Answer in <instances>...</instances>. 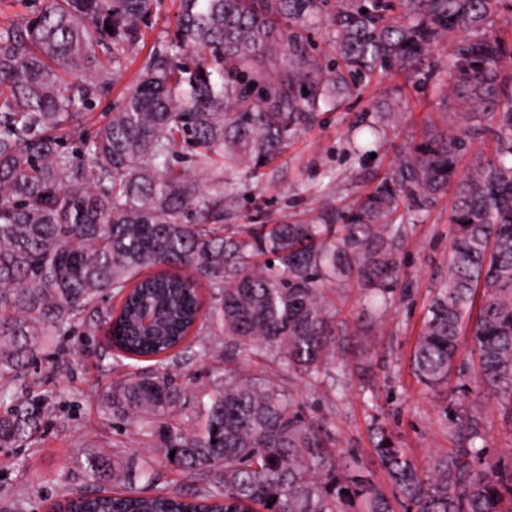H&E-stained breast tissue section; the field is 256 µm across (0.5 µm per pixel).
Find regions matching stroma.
<instances>
[{
    "instance_id": "obj_1",
    "label": "stroma",
    "mask_w": 512,
    "mask_h": 512,
    "mask_svg": "<svg viewBox=\"0 0 512 512\" xmlns=\"http://www.w3.org/2000/svg\"><path fill=\"white\" fill-rule=\"evenodd\" d=\"M389 93L401 96L409 108L385 124L383 135L372 144L373 157L357 160L350 146L356 129ZM440 101L433 83L372 78L358 99L325 114L296 136L259 178L228 175V188L236 189L241 200L225 223L272 224L313 218L328 204L349 207L384 174L403 139L421 138L428 126L441 128L451 121ZM448 215L443 203L413 226L402 253L400 279L405 291L394 295L385 308L371 307L358 287L345 288L344 313L356 320L361 333L356 336L344 325L336 327L335 370L343 384L341 397L331 403L323 391L311 389L299 377L288 382L308 419L327 423L352 470L382 487L387 476L375 453L380 436L408 448L425 469L434 455L455 447L453 428L460 415H479L488 458L512 461V424L503 419L499 394L474 382L476 367L468 353L460 355L465 374L451 373L447 387L438 392L419 384L411 370L431 292L447 272ZM123 371L99 331L80 337L62 355L47 354L32 372L31 393L47 399L50 411L39 450L32 454L22 448H0V478L10 479L30 500L28 512H38V505L62 492L61 474L77 449L95 448L108 455L133 441V433L113 424L102 406L103 394ZM465 375L471 381L461 394L457 386Z\"/></svg>"
}]
</instances>
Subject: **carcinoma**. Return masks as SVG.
I'll return each mask as SVG.
<instances>
[{"label": "carcinoma", "instance_id": "carcinoma-1", "mask_svg": "<svg viewBox=\"0 0 512 512\" xmlns=\"http://www.w3.org/2000/svg\"><path fill=\"white\" fill-rule=\"evenodd\" d=\"M156 6L32 0L0 25V448L37 447L47 406L30 396V370L79 325L152 366L115 381L104 402L137 448L76 454L63 478L84 490L49 512H512V469L472 444L422 472L381 436L386 495L342 462L281 377L335 403L332 285L387 303L411 226L452 187L448 277L413 373L431 389L447 384L471 321L475 379L501 391L512 422V34L495 29L512 0H179L138 82L85 130L80 118L138 55ZM322 22L332 64L310 51ZM441 73L458 125L401 146L351 208L224 223L240 200L225 173L255 177L375 74ZM486 134L494 156L460 173L465 143ZM110 295L119 308L104 306ZM221 356L224 373L177 381L186 362ZM477 426L463 416L454 433L472 441ZM162 467L193 487L158 486ZM0 502L25 512L8 481Z\"/></svg>", "mask_w": 512, "mask_h": 512}]
</instances>
